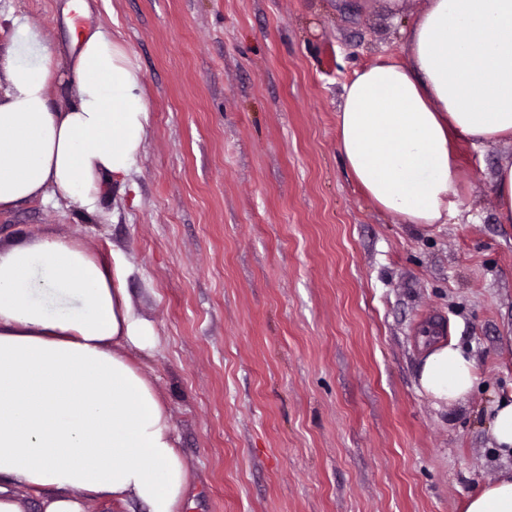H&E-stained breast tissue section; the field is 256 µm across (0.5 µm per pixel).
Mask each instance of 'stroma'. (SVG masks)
I'll use <instances>...</instances> for the list:
<instances>
[{
    "label": "stroma",
    "mask_w": 512,
    "mask_h": 512,
    "mask_svg": "<svg viewBox=\"0 0 512 512\" xmlns=\"http://www.w3.org/2000/svg\"><path fill=\"white\" fill-rule=\"evenodd\" d=\"M0 0L68 58L87 27L128 48L149 104L125 184L0 212V245L78 240L119 256L157 334L143 374L188 471L185 512H464L512 469L484 425L512 387V224L491 179L512 142L458 143L457 216L378 210L336 147L355 71L402 56L426 0ZM434 324L481 387L435 409L416 389Z\"/></svg>",
    "instance_id": "stroma-1"
}]
</instances>
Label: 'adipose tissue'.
<instances>
[{
    "label": "adipose tissue",
    "mask_w": 512,
    "mask_h": 512,
    "mask_svg": "<svg viewBox=\"0 0 512 512\" xmlns=\"http://www.w3.org/2000/svg\"><path fill=\"white\" fill-rule=\"evenodd\" d=\"M0 68V210L55 192L94 210L145 147L142 74L127 48L96 28L67 62L13 21ZM66 77L65 104L50 87ZM512 139V0H428L402 59L381 60L344 86L336 142L352 176L402 223L458 212L452 145ZM105 262L58 236L0 246V512H83L88 498L181 512L188 473L170 413L127 350H152V325ZM419 393L435 408L467 400L477 367L456 340L423 349ZM487 430L512 456V391L487 409ZM465 512H512V472L470 495Z\"/></svg>",
    "instance_id": "1"
}]
</instances>
